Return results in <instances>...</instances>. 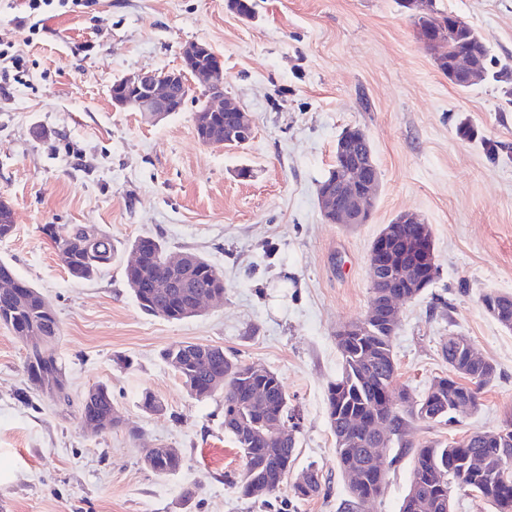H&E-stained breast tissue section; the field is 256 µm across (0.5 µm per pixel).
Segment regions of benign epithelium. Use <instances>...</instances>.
I'll use <instances>...</instances> for the list:
<instances>
[{
    "mask_svg": "<svg viewBox=\"0 0 512 512\" xmlns=\"http://www.w3.org/2000/svg\"><path fill=\"white\" fill-rule=\"evenodd\" d=\"M423 43L433 49L442 44L447 31L441 27L422 28ZM182 65L191 70L184 74L176 70H140L115 83L110 94L116 107L139 112L152 121L162 120L181 111L192 94L201 95L200 106L193 119L195 131L201 134L204 144H221L238 148L249 142L253 126L239 101L224 91V62L212 49L199 42L182 48ZM448 76L455 82L478 83L485 78L484 64L478 56L458 54L448 69ZM228 113L224 126L211 123V114ZM364 139L363 131L351 126L336 140L335 153L353 158L347 178L332 185H318L317 198L324 219L331 224H365L376 197L379 180L376 163L372 158L356 155V142ZM424 220L413 212L399 214L375 238L369 253L372 270V287L383 289V307L387 318L398 315L396 301L409 297L407 288H422L434 273L436 258L434 246L427 233H422L423 249L420 265L410 264L391 247L398 224H422ZM374 308H369L359 322L340 328L336 341L350 332L363 333L373 319Z\"/></svg>",
    "mask_w": 512,
    "mask_h": 512,
    "instance_id": "7a95c632",
    "label": "benign epithelium"
}]
</instances>
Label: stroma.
Wrapping results in <instances>:
<instances>
[{
    "mask_svg": "<svg viewBox=\"0 0 512 512\" xmlns=\"http://www.w3.org/2000/svg\"><path fill=\"white\" fill-rule=\"evenodd\" d=\"M226 3L54 0L34 30L28 0H0V198L15 212L0 259L53 308L73 399L55 403L29 383L28 347L0 325L6 512H261L227 481L243 462L221 398L191 397L161 356L178 342L220 346L280 376L300 415L290 474L316 467L325 492L302 500L282 489L274 512H341L347 486L325 406L341 364L336 332L367 312L371 243L404 211L430 225L438 274L399 304L398 385L418 398L448 375L442 345L452 332L497 368L477 412L459 425L411 421L409 440L445 442L512 421V331L482 305L487 293L512 294V79L455 86L398 0H252L250 21ZM433 8L463 18L497 65L512 68V0ZM194 41L221 55L224 87L253 120L241 148L200 143L194 102L157 123L112 104L115 80L179 68ZM463 121L474 139L457 135ZM347 126L366 131L380 174L371 218L355 227L327 223L316 196ZM243 167L249 177H239ZM46 224L96 225L112 242L111 265L73 279ZM141 235L204 256L224 276L223 300L182 321L144 313L123 274ZM98 385L123 423L92 434L76 403ZM147 392L161 412L142 408ZM148 448L177 449L181 472H152ZM384 456L386 482L367 512H399L410 484L411 453L392 443Z\"/></svg>",
    "mask_w": 512,
    "mask_h": 512,
    "instance_id": "obj_1",
    "label": "stroma"
}]
</instances>
